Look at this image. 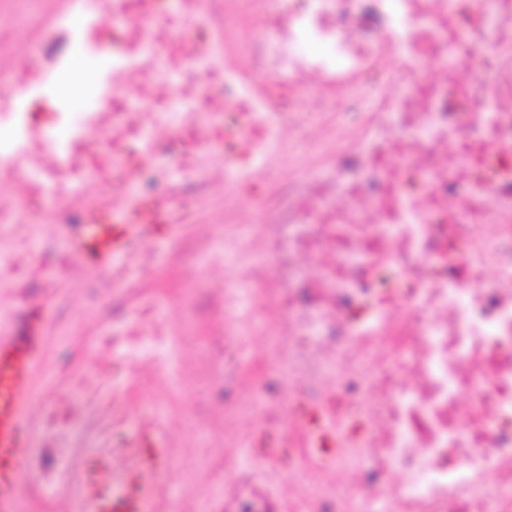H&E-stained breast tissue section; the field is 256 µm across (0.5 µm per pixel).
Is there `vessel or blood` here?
<instances>
[{
    "mask_svg": "<svg viewBox=\"0 0 512 512\" xmlns=\"http://www.w3.org/2000/svg\"><path fill=\"white\" fill-rule=\"evenodd\" d=\"M156 218L155 206L143 202L115 212L90 211L74 248L78 256L108 262L125 251L131 237L146 233L149 222ZM43 348L40 318L35 313L28 316L26 336H0V512H20L24 447L21 412L34 393L35 365ZM164 465L162 449H155L131 476L127 490L117 495L104 489L105 465L92 467L81 482L86 512H156L146 480Z\"/></svg>",
    "mask_w": 512,
    "mask_h": 512,
    "instance_id": "1",
    "label": "vessel or blood"
}]
</instances>
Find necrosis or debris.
<instances>
[{
    "label": "necrosis or debris",
    "mask_w": 512,
    "mask_h": 512,
    "mask_svg": "<svg viewBox=\"0 0 512 512\" xmlns=\"http://www.w3.org/2000/svg\"><path fill=\"white\" fill-rule=\"evenodd\" d=\"M2 17L0 328L51 287L22 259L48 226L85 222L66 204L90 180L99 211L136 197L167 224L233 187L219 235L171 258L248 272L221 291L196 279L167 310L124 285L132 266L150 277V238L97 278L59 256L112 331L76 395L28 426L34 512H66L87 440L122 489L133 420L168 443L159 512H512V0H0ZM77 56L97 83L83 112L54 92ZM464 59L487 84L458 76ZM197 323L211 332L184 351ZM129 372L140 396L83 399ZM185 383L194 446L169 432ZM324 427L328 468L306 452ZM219 437L220 474L195 453Z\"/></svg>",
    "instance_id": "4bbe7bcc"
}]
</instances>
